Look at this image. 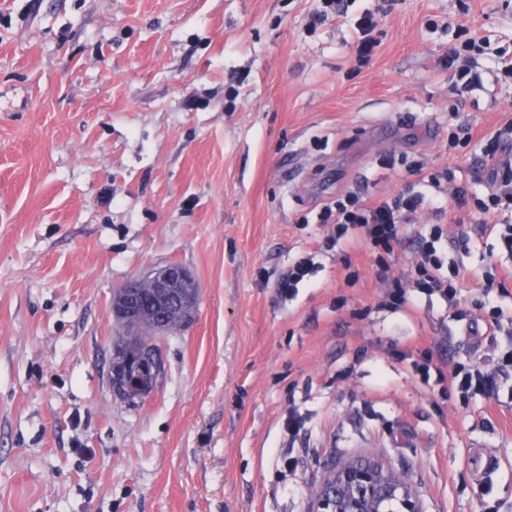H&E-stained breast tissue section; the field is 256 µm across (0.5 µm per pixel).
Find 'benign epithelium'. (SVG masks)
<instances>
[{
  "instance_id": "benign-epithelium-1",
  "label": "benign epithelium",
  "mask_w": 512,
  "mask_h": 512,
  "mask_svg": "<svg viewBox=\"0 0 512 512\" xmlns=\"http://www.w3.org/2000/svg\"><path fill=\"white\" fill-rule=\"evenodd\" d=\"M191 279L178 263H170L143 276L159 298L177 301V289ZM112 310L125 320L137 319L139 294L128 286L113 295ZM157 350L135 351L111 371L113 396L128 403L153 391L160 374ZM313 512H422L410 478L392 470L378 458L354 460L324 471L314 497Z\"/></svg>"
}]
</instances>
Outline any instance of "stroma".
<instances>
[{
	"label": "stroma",
	"mask_w": 512,
	"mask_h": 512,
	"mask_svg": "<svg viewBox=\"0 0 512 512\" xmlns=\"http://www.w3.org/2000/svg\"><path fill=\"white\" fill-rule=\"evenodd\" d=\"M381 7L371 62L353 17ZM0 0V512H311L325 463L378 457L422 512H512V401L438 398L410 360L495 350L474 303L512 315V268L488 227H448L469 276L464 319L440 299L379 308L362 235L326 254L296 298L275 281L326 235L322 205L391 196L405 165L450 168L479 194L480 156L512 144V83L459 102L440 57L447 22L512 54V0ZM469 125L464 149L450 128ZM177 263L196 319L161 338L162 375L136 407L113 398L115 289ZM302 442L283 428L289 408ZM494 461L477 473L469 453Z\"/></svg>",
	"instance_id": "35a3bbf8"
}]
</instances>
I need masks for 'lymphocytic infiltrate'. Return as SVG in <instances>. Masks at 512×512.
<instances>
[{"label": "lymphocytic infiltrate", "mask_w": 512, "mask_h": 512, "mask_svg": "<svg viewBox=\"0 0 512 512\" xmlns=\"http://www.w3.org/2000/svg\"><path fill=\"white\" fill-rule=\"evenodd\" d=\"M483 50V41L471 36L465 26H457L456 39L447 55L440 58L441 68L448 70L453 92L465 97L480 86L476 71V54ZM506 151L499 138H492L481 157V166L494 185L487 198L472 200L467 186L456 184L450 169H430L423 163L409 165L408 171L417 176V186L405 192L386 197L370 198L356 191L338 195L336 200L321 207L319 223L330 225L326 245L339 249L349 241L354 229H361L368 249L374 254L379 266H387L395 248L400 244L403 231L413 223L423 210L445 211L448 203L457 207L474 205L478 223H489L499 211L512 208V163L503 161ZM418 248L414 253L406 276L392 279L387 285L385 303L396 310L411 306L418 296L439 297L442 301L457 305L458 287L468 275L466 267L445 261L448 234L443 225L431 224L417 235ZM416 371L422 380L436 379L441 384L443 399L458 398L468 403L472 396L486 400H499L500 393L512 381V336H507L499 350L493 370H485L478 364H457L452 370H444L434 363L433 348L418 352Z\"/></svg>", "instance_id": "obj_1"}]
</instances>
